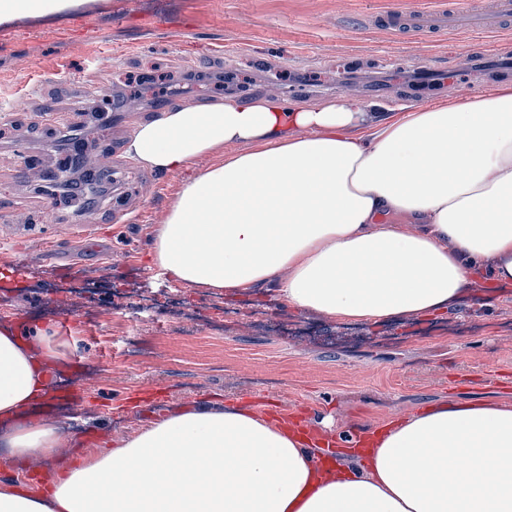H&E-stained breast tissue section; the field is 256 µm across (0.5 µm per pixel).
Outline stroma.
<instances>
[{
  "mask_svg": "<svg viewBox=\"0 0 512 512\" xmlns=\"http://www.w3.org/2000/svg\"><path fill=\"white\" fill-rule=\"evenodd\" d=\"M439 0H68L59 12L0 23V270L15 248L23 275L0 288V323L68 321L65 374L77 375L78 409L56 459L15 468L17 480L63 471L76 453L104 448L199 403L249 406L272 418L295 413L333 432L384 427L444 400L512 402V284L483 276L444 313L341 324L321 317L313 336L264 330L311 313L276 302L267 288L237 297L171 284L151 260L154 240L187 181L211 158L159 174L130 157L129 122L179 104L266 96L292 106L355 96L384 115L487 94L512 71V29L477 37L429 36L383 24L387 12L427 14ZM23 99L22 111H10ZM92 163L111 155L120 181L93 200L70 188L72 148ZM38 233L27 236L29 225ZM71 224L99 237L67 243ZM100 273L102 286L61 305L53 284ZM174 286L182 306L224 313V330L183 324L174 311L139 309ZM93 315H86V307ZM151 345L125 351L130 331Z\"/></svg>",
  "mask_w": 512,
  "mask_h": 512,
  "instance_id": "35a3bbf8",
  "label": "stroma"
}]
</instances>
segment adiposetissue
Segmentation results:
<instances>
[{
  "label": "adipose tissue",
  "mask_w": 512,
  "mask_h": 512,
  "mask_svg": "<svg viewBox=\"0 0 512 512\" xmlns=\"http://www.w3.org/2000/svg\"><path fill=\"white\" fill-rule=\"evenodd\" d=\"M127 152L166 174L215 158L154 241L175 281L270 286L281 304L345 323L445 311L485 270L512 284V85L376 124L352 96L177 105L140 124ZM68 344L0 325L1 466L58 454L61 428L28 413ZM0 512H512V403L430 406L332 466L253 408L198 404L42 489L0 481Z\"/></svg>",
  "instance_id": "adipose-tissue-1"
}]
</instances>
